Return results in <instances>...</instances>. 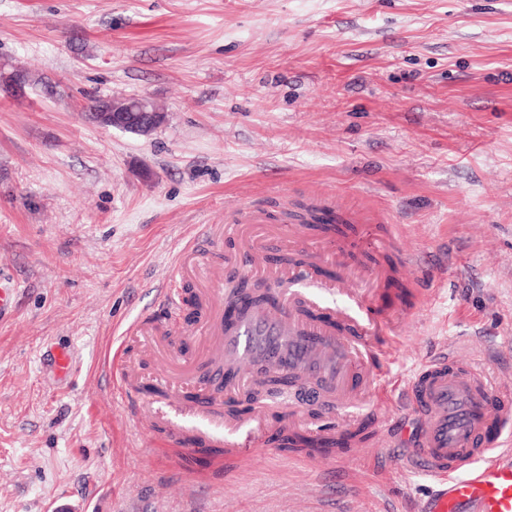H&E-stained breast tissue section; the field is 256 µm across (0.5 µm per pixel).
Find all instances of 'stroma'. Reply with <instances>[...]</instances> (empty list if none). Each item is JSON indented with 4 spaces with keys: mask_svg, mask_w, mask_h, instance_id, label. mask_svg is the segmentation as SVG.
Instances as JSON below:
<instances>
[{
    "mask_svg": "<svg viewBox=\"0 0 512 512\" xmlns=\"http://www.w3.org/2000/svg\"><path fill=\"white\" fill-rule=\"evenodd\" d=\"M0 512H418L435 486L393 465L417 422L401 391L449 353L512 387V0H0ZM147 95L145 136L82 115L89 95ZM331 204L347 235L282 222ZM265 212L321 246L320 295L343 268L393 261L400 310L393 400L352 402L293 425L370 424L335 454L268 453L277 423L245 420L243 456L200 462L166 446L103 369L188 240L248 269L237 219ZM220 224L224 235L201 228ZM74 367L56 375L52 358Z\"/></svg>",
    "mask_w": 512,
    "mask_h": 512,
    "instance_id": "obj_1",
    "label": "stroma"
}]
</instances>
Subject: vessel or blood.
<instances>
[{
    "label": "vessel or blood",
    "mask_w": 512,
    "mask_h": 512,
    "mask_svg": "<svg viewBox=\"0 0 512 512\" xmlns=\"http://www.w3.org/2000/svg\"><path fill=\"white\" fill-rule=\"evenodd\" d=\"M198 262L194 245L182 248L174 259L176 278L162 289V304L171 331H180V282L189 278ZM223 276L200 295L209 300L207 312L197 322L194 335L207 355L223 357L226 364L265 359L275 368L297 378L319 376L345 400L357 386L374 390L383 382L382 361L395 341L397 317L376 311L378 295H366L355 288H340V301L331 312L334 320L350 327L348 335L334 336L324 326L301 320L298 311L314 307L315 296L281 289L279 314L264 311L244 313L231 331H224V313L213 305L222 293ZM127 335L139 337L145 353L156 354L159 343L149 322L130 325ZM112 392L131 398L136 369L123 347H116L105 363ZM201 398L193 405L171 399V379L160 376L157 397L143 402L152 421L168 425L171 440H179L182 428L172 425L173 416H194L191 452L230 448L231 435L216 429L205 401L218 384V376L193 377ZM411 411L421 419L422 428L404 455L405 462L422 467L436 480L437 488L421 505L420 512H512V389H497L474 369H462L448 356L426 363L405 389Z\"/></svg>",
    "instance_id": "b4317fda"
}]
</instances>
